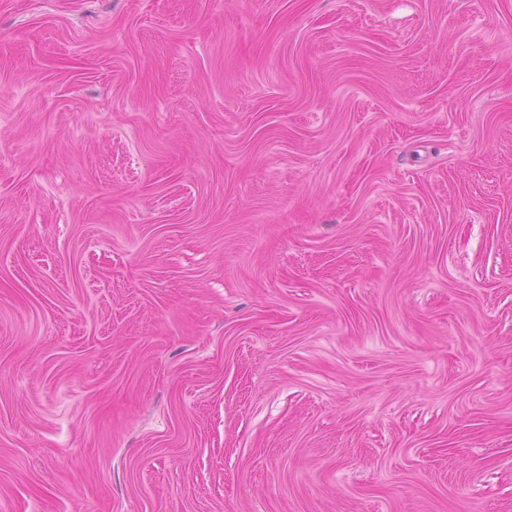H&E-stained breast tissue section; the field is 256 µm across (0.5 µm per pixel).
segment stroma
<instances>
[{"label":"stroma","instance_id":"1","mask_svg":"<svg viewBox=\"0 0 512 512\" xmlns=\"http://www.w3.org/2000/svg\"><path fill=\"white\" fill-rule=\"evenodd\" d=\"M0 512H512V0H0Z\"/></svg>","mask_w":512,"mask_h":512}]
</instances>
